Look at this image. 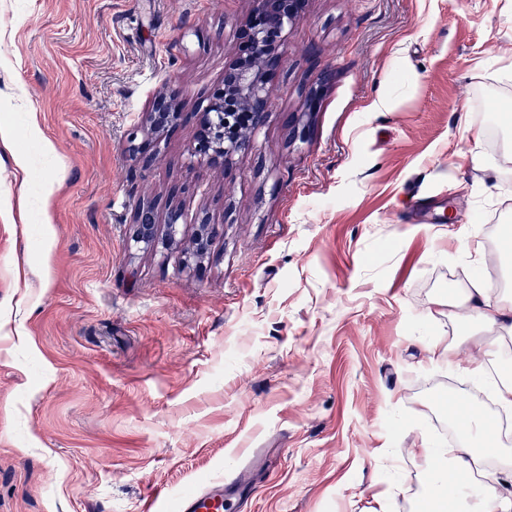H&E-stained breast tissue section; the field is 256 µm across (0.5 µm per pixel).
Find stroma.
I'll list each match as a JSON object with an SVG mask.
<instances>
[{"label": "stroma", "instance_id": "stroma-1", "mask_svg": "<svg viewBox=\"0 0 512 512\" xmlns=\"http://www.w3.org/2000/svg\"><path fill=\"white\" fill-rule=\"evenodd\" d=\"M250 8L0 0V512H143L159 486L154 512H178L257 448L242 512H416L411 441L459 411L431 393L501 374L468 372L471 322L432 301L476 271L461 229L512 236V126L487 140L512 0H310L250 151L190 157L191 120L134 161L161 92L192 113L222 83ZM143 199L182 207L173 244L163 223L131 244ZM204 218L222 232L199 269Z\"/></svg>", "mask_w": 512, "mask_h": 512}]
</instances>
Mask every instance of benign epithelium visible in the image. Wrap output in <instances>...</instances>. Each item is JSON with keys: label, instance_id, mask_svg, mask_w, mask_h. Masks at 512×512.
I'll list each match as a JSON object with an SVG mask.
<instances>
[{"label": "benign epithelium", "instance_id": "benign-epithelium-1", "mask_svg": "<svg viewBox=\"0 0 512 512\" xmlns=\"http://www.w3.org/2000/svg\"><path fill=\"white\" fill-rule=\"evenodd\" d=\"M308 0H252V7L238 32L239 45L224 68V80L196 113L197 133L190 144L192 156H203L219 168L252 147L251 133L262 126L270 112L269 78L283 56L284 31L304 15ZM183 90L169 88L145 113L158 136L175 131L188 119L182 111ZM130 156L147 166L155 157L148 144H132ZM157 203L142 201L134 209L131 239L146 246L156 238ZM218 234L213 224L202 223L196 235V255L204 256Z\"/></svg>", "mask_w": 512, "mask_h": 512}]
</instances>
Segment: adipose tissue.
I'll return each mask as SVG.
<instances>
[{
  "label": "adipose tissue",
  "instance_id": "1",
  "mask_svg": "<svg viewBox=\"0 0 512 512\" xmlns=\"http://www.w3.org/2000/svg\"><path fill=\"white\" fill-rule=\"evenodd\" d=\"M460 302L482 330L512 335V297H493L481 282L463 288ZM462 437L452 449L434 447L427 434H419L413 454L425 476L427 496L437 498L440 512H512V490L493 495L480 493L469 483L486 454L497 449L496 427L478 406H469L460 421Z\"/></svg>",
  "mask_w": 512,
  "mask_h": 512
}]
</instances>
